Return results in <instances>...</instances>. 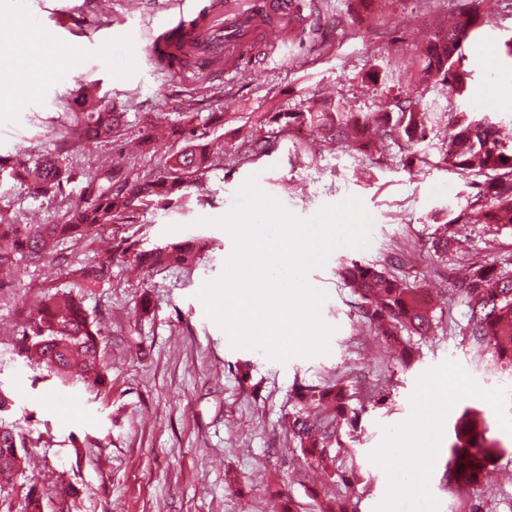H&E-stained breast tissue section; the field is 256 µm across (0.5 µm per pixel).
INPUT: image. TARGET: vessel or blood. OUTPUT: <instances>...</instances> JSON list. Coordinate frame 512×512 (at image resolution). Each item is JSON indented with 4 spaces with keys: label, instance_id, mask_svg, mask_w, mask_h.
<instances>
[{
    "label": "vessel or blood",
    "instance_id": "1",
    "mask_svg": "<svg viewBox=\"0 0 512 512\" xmlns=\"http://www.w3.org/2000/svg\"><path fill=\"white\" fill-rule=\"evenodd\" d=\"M302 23L292 0H175L146 38V59L167 70L180 46L197 71L231 76L246 66L253 45L288 43Z\"/></svg>",
    "mask_w": 512,
    "mask_h": 512
}]
</instances>
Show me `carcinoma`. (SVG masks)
<instances>
[{"instance_id":"carcinoma-1","label":"carcinoma","mask_w":512,"mask_h":512,"mask_svg":"<svg viewBox=\"0 0 512 512\" xmlns=\"http://www.w3.org/2000/svg\"><path fill=\"white\" fill-rule=\"evenodd\" d=\"M486 20L476 7V0H465L457 16L436 27L421 53L417 82L433 75L449 83L463 96L468 93L471 74L463 65V44L473 37ZM76 112L68 110L70 126L85 145L110 144L122 147L126 113L117 112L112 104L82 95ZM262 126L283 132L303 126L320 137L344 141L352 151L366 148L365 132L371 126L382 130V137L405 146L426 140L437 126L448 127L443 162L459 176L479 179L481 187L475 202L448 224H512V142L503 140L499 127L488 113L428 112L418 107L412 95L399 99L385 112H349L336 101H323L299 111L278 109L258 117ZM210 119L193 112H182L168 124L167 138L173 146L159 157L160 170L152 178H141L134 168L98 166L84 173L83 199L62 208L58 224H26L24 243H15L18 224L0 215V240L12 242L8 251L0 250V268L35 264L48 257L66 265L74 287L91 292L106 283L111 275L112 254L106 253L91 264L74 263L64 253V245L90 241L107 224H134L138 211L152 207L170 208L188 200L187 188L214 169L219 156L210 150L205 127ZM28 185L34 193L55 195L72 177L69 156L47 153L35 161H18L11 166L0 162V172ZM459 239L453 235L434 236L430 252L446 258L457 249ZM206 246L202 237H190L148 251L128 246L121 251L126 261L141 267L166 268L171 265L192 266ZM338 276L354 292L358 314L389 345L406 346L404 337L428 336L438 330V320L430 311L427 290L409 285L390 275L387 264L351 260L343 263ZM469 310L463 330L482 351L502 369H512V270L494 265L476 264L465 283ZM102 329L90 318L81 301L71 291L44 292L28 319L20 351L34 360L48 375L70 386L82 384L94 389L105 384L101 352ZM297 402L291 419V439L305 460L329 473L344 494L334 496L325 512H348L347 492L355 488L358 478L353 469L336 464L333 444H341L338 426L356 432L359 414L348 409V386L336 381L322 387L306 386L295 394ZM484 412L466 407L453 424L444 476L448 489L471 488L483 491L488 469L507 454L502 442L489 436ZM28 466L26 442L14 426L0 419V475H21ZM44 499L32 483L19 502L18 512H43Z\"/></svg>"}]
</instances>
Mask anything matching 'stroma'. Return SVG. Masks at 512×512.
Instances as JSON below:
<instances>
[{
    "instance_id": "1",
    "label": "stroma",
    "mask_w": 512,
    "mask_h": 512,
    "mask_svg": "<svg viewBox=\"0 0 512 512\" xmlns=\"http://www.w3.org/2000/svg\"><path fill=\"white\" fill-rule=\"evenodd\" d=\"M169 0H0V39L34 34L62 41L56 68L27 100L0 88V156L28 157L53 151L65 132L64 102L80 83L99 86L127 114L129 141L166 116L196 112L224 115L210 133L225 145L243 147L265 138L266 152L235 162L226 154L199 188L204 203L140 211L136 223L110 224L93 241L72 248L76 262L89 263L123 239L139 249L183 240L208 239L190 267L133 272L112 264L110 280L84 297L87 313L100 322L107 382L89 392L76 387L75 409L61 420L53 405L56 379L34 381L17 351L41 293L70 287L53 262L0 275V390L13 407L5 418L24 436L29 465L25 476L0 489V512H16L25 477L43 492L45 512H281L293 499L300 512H319L334 493L331 480L306 465L288 435L290 397L298 386L336 380L351 387V408L360 429L343 438L339 465L359 478L352 512H456V497L443 486L448 431L463 407L485 412L492 437L512 443V375L501 372L464 340L467 307L460 291L466 265L491 258L512 259V227L486 233L479 224H459L463 242L447 261L432 260L424 246L458 214L475 191L442 163L443 130L412 147L373 144L360 156L344 144L313 137L295 143L289 133L259 126L260 113L296 111L328 97L355 112H374L415 88V58L406 45L423 42L436 18L456 14L458 0H390L379 21H351V0H322L321 15L301 37L268 53L267 65L230 78L199 81L149 66L133 45L117 51L123 78L99 60L97 40L130 27L148 29L153 13ZM488 23L465 45L463 63L473 86L464 99L443 86L429 87L420 100L431 112L492 108L501 128L512 129V101L495 98V87L512 85V59L503 54L512 40V0H478ZM495 46L487 66L476 54ZM379 83H365L370 70ZM427 156L428 164L413 163ZM100 147L73 159L74 178L62 198L40 197L0 176V213L24 224L59 222L61 200L79 202L88 165L116 158ZM301 219L326 204L359 198L372 218L366 248H335L310 283L324 290L323 320L334 326L326 354L287 362L261 351L232 348L225 332L205 313L197 292L219 277L234 244L210 219L228 213L248 178ZM404 254L391 269L398 280L423 283L446 294L437 307L444 326L417 341L415 360L401 368L371 328L361 322L355 297L337 275L342 262L377 263L394 251ZM250 377L242 379V363ZM448 387L446 413H437V390ZM384 404H377L379 395ZM435 451L429 467L413 461L412 442Z\"/></svg>"
}]
</instances>
